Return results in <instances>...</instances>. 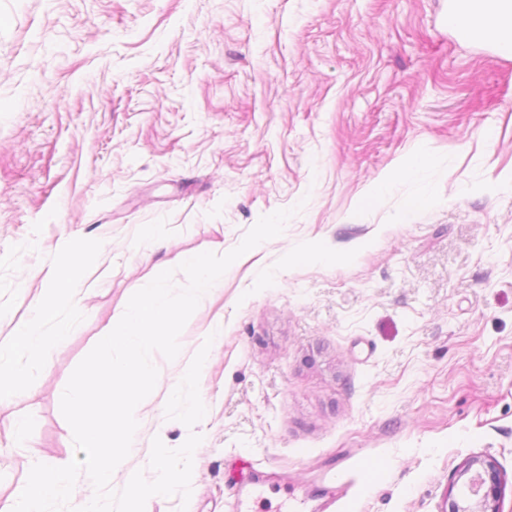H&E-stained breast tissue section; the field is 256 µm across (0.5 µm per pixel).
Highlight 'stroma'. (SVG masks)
<instances>
[{
  "label": "stroma",
  "instance_id": "obj_1",
  "mask_svg": "<svg viewBox=\"0 0 512 512\" xmlns=\"http://www.w3.org/2000/svg\"><path fill=\"white\" fill-rule=\"evenodd\" d=\"M447 14L0 0V341L37 313L31 274L103 258L31 397L0 398V512L30 463L74 458L64 388L154 268L184 287L180 257L290 207L212 286L178 357L152 356L131 466L153 478V438L202 442L189 501L148 512H441L474 458L512 512V54L460 40ZM218 320L190 429L166 418L167 386Z\"/></svg>",
  "mask_w": 512,
  "mask_h": 512
}]
</instances>
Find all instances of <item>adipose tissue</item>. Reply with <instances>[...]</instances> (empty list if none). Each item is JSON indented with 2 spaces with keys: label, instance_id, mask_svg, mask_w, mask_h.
Listing matches in <instances>:
<instances>
[{
  "label": "adipose tissue",
  "instance_id": "obj_1",
  "mask_svg": "<svg viewBox=\"0 0 512 512\" xmlns=\"http://www.w3.org/2000/svg\"><path fill=\"white\" fill-rule=\"evenodd\" d=\"M447 24L461 39L488 36L501 50L512 52V0H458ZM98 266L97 256L82 250L73 255L68 270H44L36 298L38 317L21 327L15 341L0 343V395L27 394L29 366L60 348L68 333L67 326L55 325V318L76 307L81 289L92 287Z\"/></svg>",
  "mask_w": 512,
  "mask_h": 512
}]
</instances>
